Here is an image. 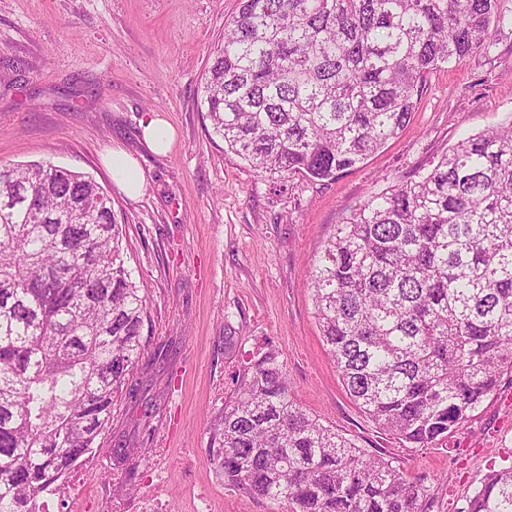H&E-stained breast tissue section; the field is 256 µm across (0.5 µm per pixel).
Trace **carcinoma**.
I'll return each instance as SVG.
<instances>
[{
    "instance_id": "carcinoma-1",
    "label": "carcinoma",
    "mask_w": 512,
    "mask_h": 512,
    "mask_svg": "<svg viewBox=\"0 0 512 512\" xmlns=\"http://www.w3.org/2000/svg\"><path fill=\"white\" fill-rule=\"evenodd\" d=\"M498 0H240L203 103L234 156L332 181L411 120L433 72L491 47ZM91 177L0 164V512L100 446L143 358L148 301ZM313 267L316 319L357 407L413 448L443 442L512 373V123L372 195ZM212 430L224 483L288 512H428L432 493L295 400L252 353ZM459 512H512V465Z\"/></svg>"
}]
</instances>
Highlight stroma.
Returning <instances> with one entry per match:
<instances>
[{
    "label": "stroma",
    "mask_w": 512,
    "mask_h": 512,
    "mask_svg": "<svg viewBox=\"0 0 512 512\" xmlns=\"http://www.w3.org/2000/svg\"><path fill=\"white\" fill-rule=\"evenodd\" d=\"M239 0H0V163L49 162L92 176L112 199L127 265L149 302L137 396L112 423L74 500L100 512L105 492H156L169 512L205 494L213 512H280L225 485L209 430L246 351L280 354L298 403L404 475L426 476L431 512H456L490 467L512 459V381L502 380L448 443L407 448L346 393L314 314L309 275L335 225L371 195L437 160L464 137L512 122V0L492 46L432 75L398 138L332 181L271 179L227 152L202 102L205 72ZM174 130L151 151L141 122ZM120 148L145 176L128 197L104 159ZM150 466L117 459L116 442Z\"/></svg>",
    "instance_id": "stroma-1"
}]
</instances>
